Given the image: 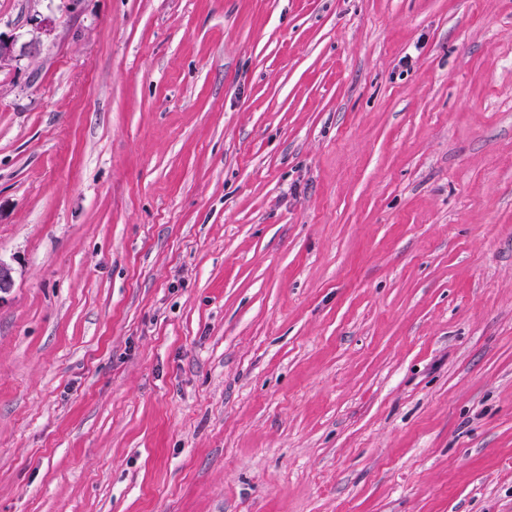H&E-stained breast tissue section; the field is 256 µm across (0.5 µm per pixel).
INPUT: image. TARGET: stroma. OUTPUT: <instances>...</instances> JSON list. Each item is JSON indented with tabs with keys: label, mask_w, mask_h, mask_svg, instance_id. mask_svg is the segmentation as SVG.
<instances>
[{
	"label": "stroma",
	"mask_w": 512,
	"mask_h": 512,
	"mask_svg": "<svg viewBox=\"0 0 512 512\" xmlns=\"http://www.w3.org/2000/svg\"><path fill=\"white\" fill-rule=\"evenodd\" d=\"M0 36V512H512V0Z\"/></svg>",
	"instance_id": "stroma-1"
}]
</instances>
